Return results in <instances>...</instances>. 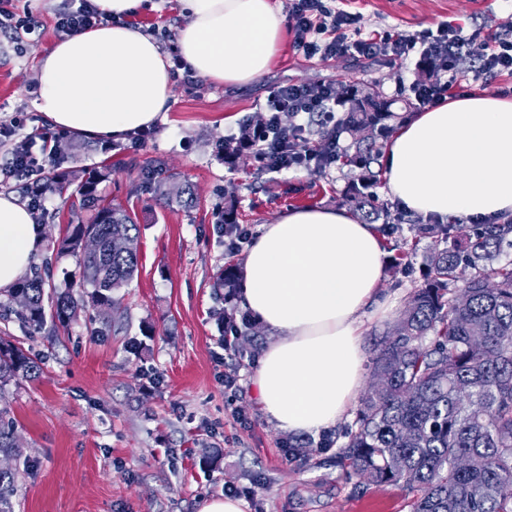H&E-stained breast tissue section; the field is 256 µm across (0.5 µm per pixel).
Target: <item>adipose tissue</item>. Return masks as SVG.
Segmentation results:
<instances>
[{"label":"adipose tissue","instance_id":"obj_1","mask_svg":"<svg viewBox=\"0 0 512 512\" xmlns=\"http://www.w3.org/2000/svg\"><path fill=\"white\" fill-rule=\"evenodd\" d=\"M142 0H96L109 23L58 41L40 60L34 107L53 126L119 140L169 108V55L120 24ZM175 50L199 77L244 88L267 73L286 37L276 0H179ZM389 193L439 221L512 217V100L473 92L428 106L387 142ZM42 248L40 226L0 193V290ZM385 249L376 225L344 208H292L262 225L246 253L239 303L273 334L253 377L268 421L321 433L354 407L368 353L364 316L388 312L379 292Z\"/></svg>","mask_w":512,"mask_h":512}]
</instances>
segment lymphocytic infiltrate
Wrapping results in <instances>:
<instances>
[{
  "label": "lymphocytic infiltrate",
  "instance_id": "f902f5d3",
  "mask_svg": "<svg viewBox=\"0 0 512 512\" xmlns=\"http://www.w3.org/2000/svg\"><path fill=\"white\" fill-rule=\"evenodd\" d=\"M287 16L293 32V48L306 59L332 60L338 57L374 59L401 57L419 50L421 58L435 66L432 77L414 83L411 91L423 107L450 98L457 88L454 75L460 60H469L476 76L491 81L512 78V34H488L484 38L464 34L447 24L424 30L413 36L385 34L364 36L355 14L333 5L332 0H287ZM104 15L94 0H70L67 8L56 14L54 29L59 35H72L99 26ZM347 100L337 81L317 84L288 83L278 86L262 112V133L249 149L259 170L330 168L343 147L341 123L336 118ZM320 125L327 134L322 145L298 150L300 139ZM41 147L19 137L14 124L0 123V146L5 158L0 161V182L17 180L35 186L28 198L32 212L42 211L47 200L42 186L46 166L54 157L55 134L40 137Z\"/></svg>",
  "mask_w": 512,
  "mask_h": 512
}]
</instances>
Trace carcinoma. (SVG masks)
<instances>
[{"label":"carcinoma","instance_id":"cac0c4a2","mask_svg":"<svg viewBox=\"0 0 512 512\" xmlns=\"http://www.w3.org/2000/svg\"><path fill=\"white\" fill-rule=\"evenodd\" d=\"M349 112L343 121L355 140V151L340 156L343 164L361 170L360 184L347 196L353 210L384 226L405 219L375 205L368 192L370 165L379 154L378 140L387 136L386 121L394 118L391 103L373 93L345 87ZM108 169L94 170L76 189L81 206L94 211L87 223L73 224L56 241V253L76 258L77 270L63 288L46 284L35 273L22 287L7 291L0 308L27 296L21 317L33 329L45 327L46 313L67 326V312L82 306L96 312L99 336L112 327L111 307L123 304V290L138 271V255L119 252L109 243L116 237L137 239L139 227L119 204L103 203L98 185ZM224 235L233 239L238 224L235 200L218 213ZM415 236L433 239L422 261V284L414 290L387 332L373 362V376L389 386L362 400L349 441L339 462L349 474L369 483L400 484L416 493L412 512H512V263L498 265L503 247L512 248V220L493 224H419L409 222ZM96 235L103 248L82 251V239ZM471 270L461 288H453L461 271ZM238 272L228 266L217 276L216 288L230 296ZM479 332L481 346L469 342ZM41 366L25 347L0 336V454L14 456L16 465L0 471V512H16L19 477L28 466L16 445L15 422L3 395L11 386L39 375ZM460 456L468 469L455 468Z\"/></svg>","mask_w":512,"mask_h":512}]
</instances>
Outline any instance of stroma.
I'll list each match as a JSON object with an SVG mask.
<instances>
[{
  "label": "stroma",
  "mask_w": 512,
  "mask_h": 512,
  "mask_svg": "<svg viewBox=\"0 0 512 512\" xmlns=\"http://www.w3.org/2000/svg\"><path fill=\"white\" fill-rule=\"evenodd\" d=\"M68 0H14L19 15L39 20L43 31L20 43L0 36V118H20V135L38 137L52 124L33 102L40 58L57 42L54 15ZM363 34H412L447 22L465 34L487 35L512 26V0H350ZM154 31L173 51L184 22L178 0H142L130 17ZM419 57L378 62L350 57L322 62L296 53L285 41L269 73L243 89L172 82L170 108L139 146L67 132L64 150L49 172L80 182L92 170L110 168L98 193L121 204L139 226V266L123 302L127 333L90 335L89 313L56 330L33 331L19 314L0 317V332L38 354L42 373L8 398L29 458L19 482L17 512H199L201 502L225 487L255 491L245 512H411L413 492L398 484L355 483L336 464L354 415L330 432L329 447L308 435L312 451L289 461L297 439L269 422L256 399L252 377L261 346H240L225 359L216 312L223 302L215 277L242 266L243 253L224 246L216 212L224 199L238 201V221L258 230L290 208L344 206L357 169L266 173L253 161L229 169L217 145L266 106L280 84L332 79L375 90L393 101L398 129L419 107L409 90L423 80ZM195 188L191 204L164 205L156 192L169 176ZM44 238L88 222L77 197L46 202ZM419 271H384L380 292L392 296L391 313L369 322L365 345L376 355L389 327L419 286ZM240 370L241 392L224 390V365Z\"/></svg>",
  "instance_id": "1"
}]
</instances>
